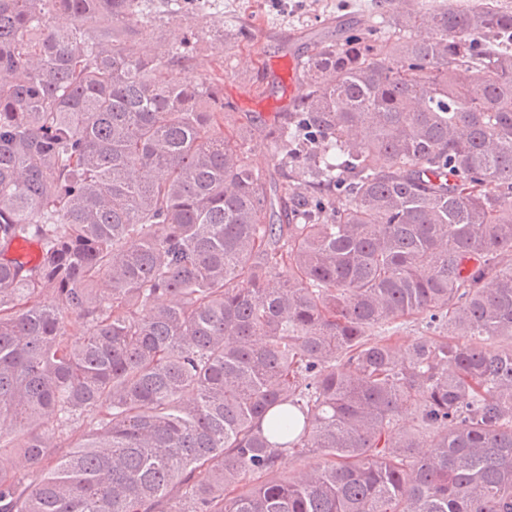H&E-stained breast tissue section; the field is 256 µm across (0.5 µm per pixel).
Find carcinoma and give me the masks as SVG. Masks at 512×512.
Segmentation results:
<instances>
[{
    "mask_svg": "<svg viewBox=\"0 0 512 512\" xmlns=\"http://www.w3.org/2000/svg\"><path fill=\"white\" fill-rule=\"evenodd\" d=\"M141 3L0 0V512H512V10L318 41L270 188Z\"/></svg>",
    "mask_w": 512,
    "mask_h": 512,
    "instance_id": "carcinoma-1",
    "label": "carcinoma"
}]
</instances>
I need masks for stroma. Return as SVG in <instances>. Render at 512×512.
Returning <instances> with one entry per match:
<instances>
[{
	"mask_svg": "<svg viewBox=\"0 0 512 512\" xmlns=\"http://www.w3.org/2000/svg\"><path fill=\"white\" fill-rule=\"evenodd\" d=\"M206 35L193 52L194 74L224 75V102L257 122L285 111L281 67L308 55L337 27L368 29L372 0H209Z\"/></svg>",
	"mask_w": 512,
	"mask_h": 512,
	"instance_id": "1",
	"label": "stroma"
}]
</instances>
